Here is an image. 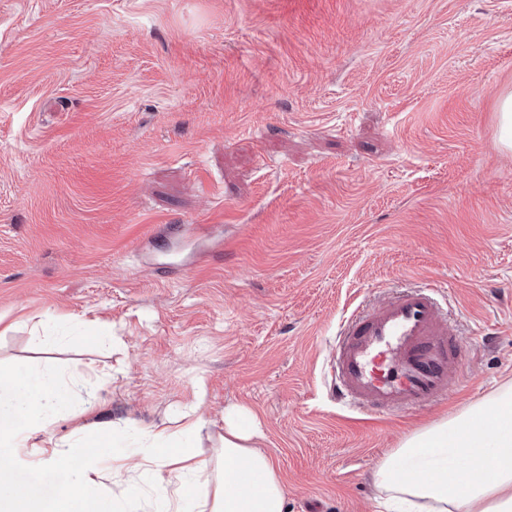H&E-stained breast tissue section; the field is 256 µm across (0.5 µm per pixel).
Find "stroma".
<instances>
[{
	"label": "stroma",
	"instance_id": "35a3bbf8",
	"mask_svg": "<svg viewBox=\"0 0 512 512\" xmlns=\"http://www.w3.org/2000/svg\"><path fill=\"white\" fill-rule=\"evenodd\" d=\"M508 92L512 0H0V369H91L21 478L103 423L142 447L201 388L200 446L252 410L287 512H378L384 455L512 382ZM439 282L471 339L448 403L337 405L343 319ZM131 483L151 512L150 473L102 495ZM498 140L512 150V93L502 95L497 103Z\"/></svg>",
	"mask_w": 512,
	"mask_h": 512
}]
</instances>
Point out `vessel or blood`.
Listing matches in <instances>:
<instances>
[{"label":"vessel or blood","mask_w":512,"mask_h":512,"mask_svg":"<svg viewBox=\"0 0 512 512\" xmlns=\"http://www.w3.org/2000/svg\"><path fill=\"white\" fill-rule=\"evenodd\" d=\"M441 292L436 284L390 293L344 322L331 361L337 404L381 416L447 400L466 345L444 318Z\"/></svg>","instance_id":"obj_1"}]
</instances>
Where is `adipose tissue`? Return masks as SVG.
<instances>
[{
	"label": "adipose tissue",
	"mask_w": 512,
	"mask_h": 512,
	"mask_svg": "<svg viewBox=\"0 0 512 512\" xmlns=\"http://www.w3.org/2000/svg\"><path fill=\"white\" fill-rule=\"evenodd\" d=\"M204 404L197 392L177 430L161 423L143 432L139 464L156 479L155 512H286L279 472L255 443L256 414L225 411L220 445L207 455L198 445ZM66 405L53 366L21 379L0 371V512H105L98 489L130 470L128 457L104 469L93 447L89 463L79 466L52 446L48 462L68 471L55 494L16 479V463L30 454L27 423ZM373 484L387 512H512V384L408 435L379 460Z\"/></svg>",
	"instance_id": "obj_1"
}]
</instances>
